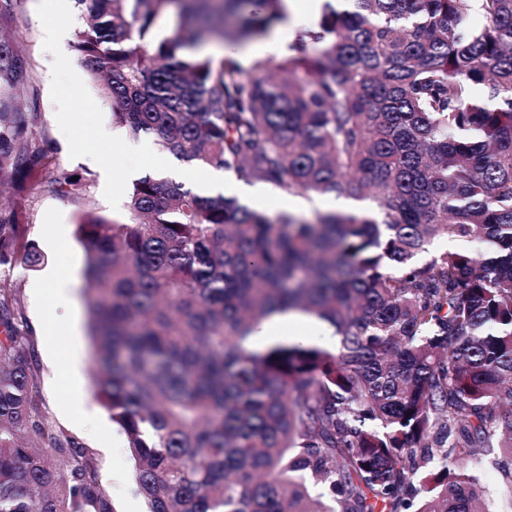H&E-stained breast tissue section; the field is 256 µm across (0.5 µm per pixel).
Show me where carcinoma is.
Here are the masks:
<instances>
[{
	"label": "carcinoma",
	"mask_w": 512,
	"mask_h": 512,
	"mask_svg": "<svg viewBox=\"0 0 512 512\" xmlns=\"http://www.w3.org/2000/svg\"><path fill=\"white\" fill-rule=\"evenodd\" d=\"M281 2L77 0L116 124L239 182L375 208L308 221L146 175L127 221L82 213L94 396L148 512H481L478 451L512 482V0H473L479 26L464 0L327 2L311 79L186 53L266 35ZM221 9L234 26L210 21ZM25 73L0 38V175L66 195L76 181L26 136ZM28 228L21 202L0 211V268L44 263ZM438 236L491 249L420 260ZM287 310L329 321L338 350L246 348ZM0 512H111L89 449L45 422L6 273Z\"/></svg>",
	"instance_id": "carcinoma-1"
}]
</instances>
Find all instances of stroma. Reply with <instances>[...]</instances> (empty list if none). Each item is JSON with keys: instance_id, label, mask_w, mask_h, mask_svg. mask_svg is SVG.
<instances>
[{"instance_id": "obj_1", "label": "stroma", "mask_w": 512, "mask_h": 512, "mask_svg": "<svg viewBox=\"0 0 512 512\" xmlns=\"http://www.w3.org/2000/svg\"><path fill=\"white\" fill-rule=\"evenodd\" d=\"M38 2L19 0L13 14L0 17V33L17 43L27 62L20 103L24 111L38 115L36 125L28 131L29 137L53 157V174L77 177L78 183L65 196L52 193L44 184L35 182L26 184L19 192L8 187L0 193V205L10 206L15 194H23L30 237L37 246L44 247L46 240L58 231L64 234L69 245L65 252L46 250V266H68L79 276L83 273L85 250L74 235L78 217L90 210L108 220L123 222L128 212L123 206L112 209L106 201L103 195L105 174L97 163L85 157L73 159L69 156L68 142L57 125L56 107L50 97L52 56L43 48L44 30L37 11ZM11 276L35 344L39 400L49 427L65 431L90 449L98 469L99 484L113 512H145L146 504L135 490L125 438L94 396L93 358L88 334L77 337L45 335V325L55 321L57 314L40 303L32 292L33 283L41 276L40 271L18 264L12 268ZM76 349L82 352L75 384L83 411L74 418L65 413L69 393L60 368Z\"/></svg>"}]
</instances>
